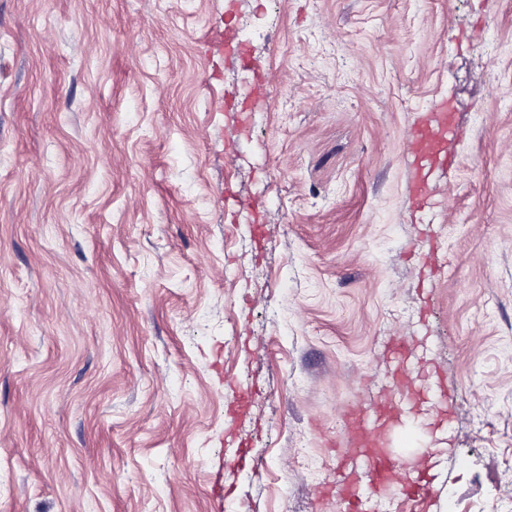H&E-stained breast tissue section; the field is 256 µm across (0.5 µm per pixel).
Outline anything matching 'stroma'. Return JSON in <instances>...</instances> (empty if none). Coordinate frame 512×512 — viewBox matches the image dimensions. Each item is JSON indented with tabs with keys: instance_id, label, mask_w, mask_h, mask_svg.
Instances as JSON below:
<instances>
[{
	"instance_id": "1",
	"label": "stroma",
	"mask_w": 512,
	"mask_h": 512,
	"mask_svg": "<svg viewBox=\"0 0 512 512\" xmlns=\"http://www.w3.org/2000/svg\"><path fill=\"white\" fill-rule=\"evenodd\" d=\"M402 375L512 506V0H0V512H343Z\"/></svg>"
}]
</instances>
